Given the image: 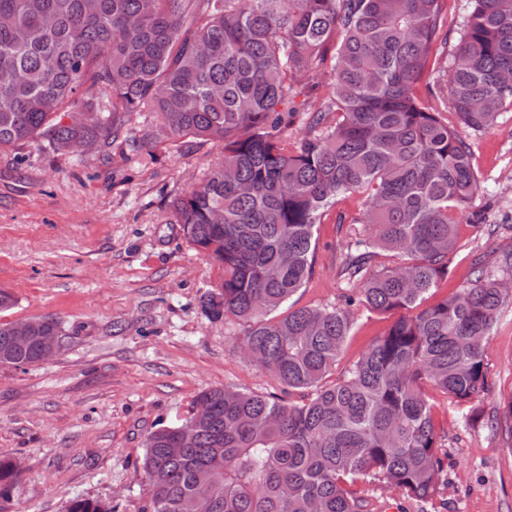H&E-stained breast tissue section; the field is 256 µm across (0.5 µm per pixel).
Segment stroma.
I'll list each match as a JSON object with an SVG mask.
<instances>
[{"label": "stroma", "instance_id": "1", "mask_svg": "<svg viewBox=\"0 0 512 512\" xmlns=\"http://www.w3.org/2000/svg\"><path fill=\"white\" fill-rule=\"evenodd\" d=\"M479 172L512 210V110L497 124L461 129ZM221 157L205 143L182 155L150 142L130 158L102 165L91 154L39 160L0 156V289L10 291V320L59 318L63 351L29 366L0 365V458L19 478L6 512H65L74 496L106 500L115 512H143L141 470L149 432L181 423L196 395L224 385L279 394L276 382L246 363L241 326L206 317L203 296L220 272L170 221L169 203ZM358 195L342 198L317 227L314 273L293 301L335 303L344 238L336 218L354 215ZM512 232L491 236L461 224L458 249L434 299L466 285L472 261L495 264ZM388 318L364 314L330 373H342L380 338ZM490 391L469 429L457 410L429 391L434 422L447 439L448 485L433 512H512V445L503 410L512 399V305L488 340Z\"/></svg>", "mask_w": 512, "mask_h": 512}]
</instances>
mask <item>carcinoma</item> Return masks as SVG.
I'll list each match as a JSON object with an SVG mask.
<instances>
[{"instance_id": "cac0c4a2", "label": "carcinoma", "mask_w": 512, "mask_h": 512, "mask_svg": "<svg viewBox=\"0 0 512 512\" xmlns=\"http://www.w3.org/2000/svg\"><path fill=\"white\" fill-rule=\"evenodd\" d=\"M446 0H0V153L63 155L92 144L101 163L145 141H197L222 159L170 204L171 223L222 272L200 307L246 324L244 360L298 401L233 386L201 391L190 415L145 440L144 512H371L379 485L424 506L446 451L425 388L474 418L488 339L512 300V251L474 263L468 287L428 302L448 276L460 218L487 191L472 145L422 83L445 55ZM444 69L454 112L475 132L512 107V0H468ZM332 97L307 112L299 85ZM83 102L84 119L64 121ZM150 120L136 122L142 113ZM304 120L312 133L288 130ZM362 206L347 230L330 305L290 299L314 272L317 224L338 198ZM363 228H358V225ZM382 256L398 258L383 264ZM392 314L335 382L358 316ZM0 320V364L40 363ZM190 428V440L179 431ZM19 476L0 459V503ZM66 512H114L76 496Z\"/></svg>"}]
</instances>
